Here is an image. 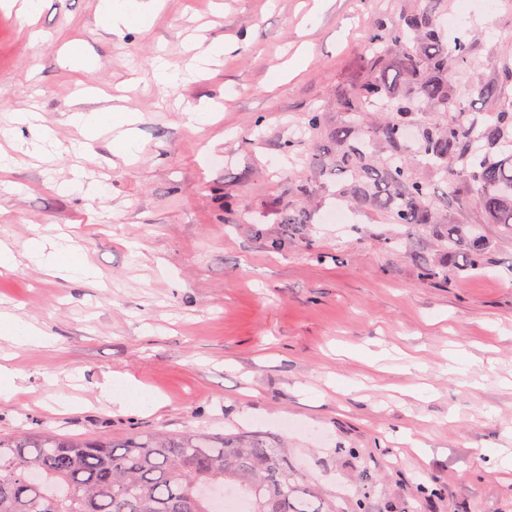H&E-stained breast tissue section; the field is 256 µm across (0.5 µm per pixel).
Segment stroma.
Here are the masks:
<instances>
[{"label": "stroma", "instance_id": "obj_1", "mask_svg": "<svg viewBox=\"0 0 512 512\" xmlns=\"http://www.w3.org/2000/svg\"><path fill=\"white\" fill-rule=\"evenodd\" d=\"M98 3L41 0L31 26L0 0V131L14 144L0 162V241L19 258L0 275V314L49 340L11 361L0 434L258 433L336 512H512L498 458L512 451V229L465 191L440 212L489 242L472 270L431 229L390 223L320 173L351 122L388 155L382 113L339 106L370 76L378 18L430 7L446 39L466 36L471 64L448 84L483 125L492 115L470 89L512 58V0H165L149 29L118 34L97 26ZM219 38L228 52L187 71L194 45ZM70 42L88 69L64 55ZM159 57L185 69L178 86L154 83ZM208 102L213 122L189 126ZM75 106L137 111L136 161L106 135L93 155H70ZM30 111L54 130L36 157L32 130L13 121ZM73 166L104 195L55 190ZM290 207L309 240L269 250L263 235L287 237ZM34 239L74 247L90 276L46 274L27 255ZM125 379L155 407L115 402Z\"/></svg>", "mask_w": 512, "mask_h": 512}]
</instances>
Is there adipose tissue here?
I'll return each instance as SVG.
<instances>
[{
  "label": "adipose tissue",
  "mask_w": 512,
  "mask_h": 512,
  "mask_svg": "<svg viewBox=\"0 0 512 512\" xmlns=\"http://www.w3.org/2000/svg\"><path fill=\"white\" fill-rule=\"evenodd\" d=\"M161 4L162 0H100L96 21L116 33L124 28L144 29L160 10ZM67 121L90 140L101 130H118L119 135L112 142L114 152L132 157L139 148L133 110L112 108L89 112L76 107L70 110Z\"/></svg>",
  "instance_id": "ef3b65f1"
}]
</instances>
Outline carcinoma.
<instances>
[{
    "label": "carcinoma",
    "mask_w": 512,
    "mask_h": 512,
    "mask_svg": "<svg viewBox=\"0 0 512 512\" xmlns=\"http://www.w3.org/2000/svg\"><path fill=\"white\" fill-rule=\"evenodd\" d=\"M392 34L405 51L385 64L373 51L372 76L340 105L350 115L366 111L395 92L400 98L380 136L393 158L378 163L352 125L336 130V155L325 171L344 177L342 191L385 213L393 224L435 227L431 184L414 174L402 154L415 106L448 113V121L418 129L419 153L445 173L454 201L459 185L494 224L512 229V65L477 90L494 122L481 128L466 121L461 97L448 88V69L466 65L471 46L444 41L429 8L379 21L371 46ZM288 234L306 235L307 223L293 209L280 213ZM444 240L457 246L467 266L486 265L488 243L463 224L445 226ZM241 490L250 512H332L316 506V492L303 487L280 448L260 435H212L187 430L179 435L136 432L121 442L72 438L51 431L22 430L0 435V512H212L211 500Z\"/></svg>",
    "instance_id": "1"
}]
</instances>
